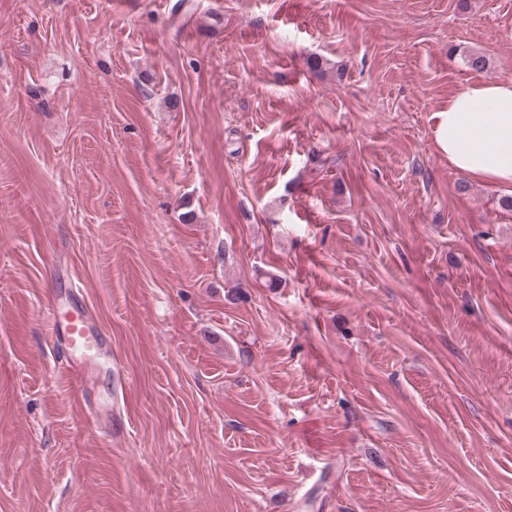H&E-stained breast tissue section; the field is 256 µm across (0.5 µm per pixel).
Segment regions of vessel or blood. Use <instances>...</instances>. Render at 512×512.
<instances>
[{
  "label": "vessel or blood",
  "instance_id": "1",
  "mask_svg": "<svg viewBox=\"0 0 512 512\" xmlns=\"http://www.w3.org/2000/svg\"><path fill=\"white\" fill-rule=\"evenodd\" d=\"M49 315L54 343L65 354L67 366L80 365L89 349L99 348V331L86 320L77 302H70L65 308L50 307Z\"/></svg>",
  "mask_w": 512,
  "mask_h": 512
}]
</instances>
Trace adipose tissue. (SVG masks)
<instances>
[{
  "instance_id": "1",
  "label": "adipose tissue",
  "mask_w": 512,
  "mask_h": 512,
  "mask_svg": "<svg viewBox=\"0 0 512 512\" xmlns=\"http://www.w3.org/2000/svg\"><path fill=\"white\" fill-rule=\"evenodd\" d=\"M433 137L456 171L512 186V83H476L449 98L436 115Z\"/></svg>"
}]
</instances>
